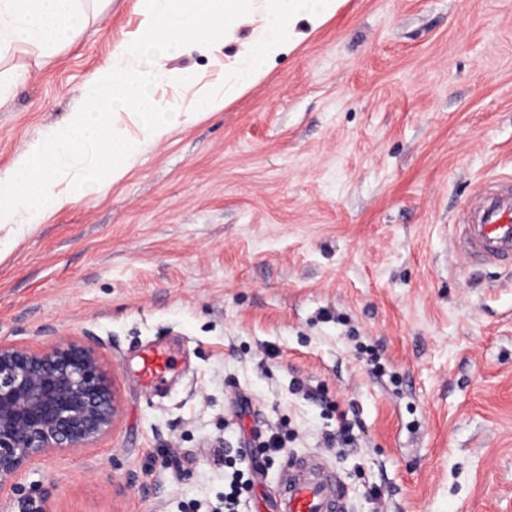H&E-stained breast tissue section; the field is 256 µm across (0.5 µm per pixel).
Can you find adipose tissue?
<instances>
[{
  "label": "adipose tissue",
  "instance_id": "1",
  "mask_svg": "<svg viewBox=\"0 0 512 512\" xmlns=\"http://www.w3.org/2000/svg\"><path fill=\"white\" fill-rule=\"evenodd\" d=\"M87 0H0V52L36 50L51 56L86 26ZM142 20L115 47L82 91L78 107L44 136L26 142L0 173V230L33 225L80 198L86 177L109 185L126 173L144 145L162 142L179 106L149 86L191 83V74L167 68L164 57L140 62L144 48L181 51L196 44L213 55L250 26L249 37L224 64L225 96L244 92L282 55L332 18L339 0H141ZM225 96L197 102L198 114L220 109ZM132 109L128 128L123 109Z\"/></svg>",
  "mask_w": 512,
  "mask_h": 512
}]
</instances>
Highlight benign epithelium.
<instances>
[{
  "label": "benign epithelium",
  "instance_id": "benign-epithelium-1",
  "mask_svg": "<svg viewBox=\"0 0 512 512\" xmlns=\"http://www.w3.org/2000/svg\"><path fill=\"white\" fill-rule=\"evenodd\" d=\"M119 416L113 380L98 347L49 339L37 350L0 344V492L37 456L87 448Z\"/></svg>",
  "mask_w": 512,
  "mask_h": 512
}]
</instances>
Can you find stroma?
I'll return each instance as SVG.
<instances>
[{
  "label": "stroma",
  "mask_w": 512,
  "mask_h": 512,
  "mask_svg": "<svg viewBox=\"0 0 512 512\" xmlns=\"http://www.w3.org/2000/svg\"><path fill=\"white\" fill-rule=\"evenodd\" d=\"M50 58L0 56V172L61 122L138 0H93ZM188 49L191 111L224 58ZM512 175V0H343L211 115L0 256V343L93 337L113 430L30 461L0 512H267L289 459L337 470L351 512H512V272L470 266L454 221ZM169 347L166 393L137 355ZM279 433L284 451L261 449ZM247 482L242 481V474L238 472H232L228 485L227 491L224 493V512H239V506L241 503V494L243 488H246Z\"/></svg>",
  "instance_id": "stroma-1"
}]
</instances>
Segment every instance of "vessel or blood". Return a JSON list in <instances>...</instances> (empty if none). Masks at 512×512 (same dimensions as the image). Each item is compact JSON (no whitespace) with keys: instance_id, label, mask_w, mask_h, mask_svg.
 <instances>
[{"instance_id":"vessel-or-blood-1","label":"vessel or blood","mask_w":512,"mask_h":512,"mask_svg":"<svg viewBox=\"0 0 512 512\" xmlns=\"http://www.w3.org/2000/svg\"><path fill=\"white\" fill-rule=\"evenodd\" d=\"M454 241L470 264L512 271V181L490 183L462 205ZM175 367L168 348L149 344L139 354V381L161 391ZM273 512H349V496L336 471L318 458L298 457L288 464Z\"/></svg>"}]
</instances>
